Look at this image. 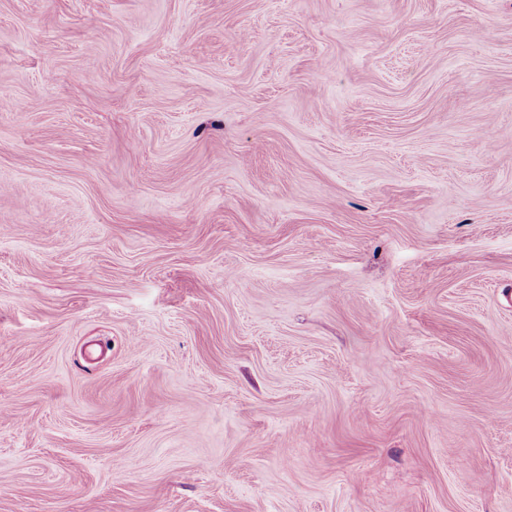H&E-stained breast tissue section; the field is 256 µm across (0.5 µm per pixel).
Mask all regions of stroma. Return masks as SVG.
Returning a JSON list of instances; mask_svg holds the SVG:
<instances>
[{"instance_id": "stroma-1", "label": "stroma", "mask_w": 512, "mask_h": 512, "mask_svg": "<svg viewBox=\"0 0 512 512\" xmlns=\"http://www.w3.org/2000/svg\"><path fill=\"white\" fill-rule=\"evenodd\" d=\"M0 512H512V0H0Z\"/></svg>"}]
</instances>
